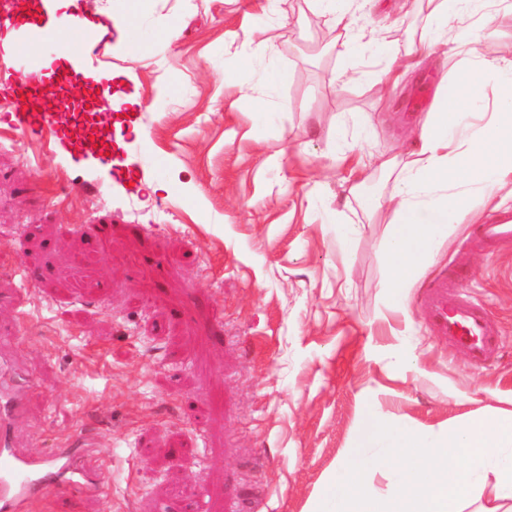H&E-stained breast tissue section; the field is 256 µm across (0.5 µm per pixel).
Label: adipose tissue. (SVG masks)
Instances as JSON below:
<instances>
[{"label": "adipose tissue", "mask_w": 512, "mask_h": 512, "mask_svg": "<svg viewBox=\"0 0 512 512\" xmlns=\"http://www.w3.org/2000/svg\"><path fill=\"white\" fill-rule=\"evenodd\" d=\"M309 2L337 30L342 55L384 49L360 24L367 0ZM502 11L512 13V0H427L421 48L430 56L449 50L461 65L439 86L411 146L379 163L393 181L380 209L390 215L384 264L394 290L412 287L439 242L512 185V46L494 59L475 48ZM488 81L498 89L493 113L482 91ZM472 504L476 512H512V415L491 412L426 432L368 415L310 512H464Z\"/></svg>", "instance_id": "obj_1"}]
</instances>
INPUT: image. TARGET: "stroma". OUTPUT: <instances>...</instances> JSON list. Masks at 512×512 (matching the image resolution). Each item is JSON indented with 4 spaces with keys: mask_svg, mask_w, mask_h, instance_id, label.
I'll return each instance as SVG.
<instances>
[{
    "mask_svg": "<svg viewBox=\"0 0 512 512\" xmlns=\"http://www.w3.org/2000/svg\"><path fill=\"white\" fill-rule=\"evenodd\" d=\"M259 3L150 0L136 51L118 22L97 39L121 104L97 115L111 166L0 111V289L30 315L17 356L37 379L18 445L91 425L108 471L106 494L70 508L49 488L30 512H307L366 409L419 429L512 412V244L464 223L425 273L459 266L486 299L499 356L479 371L426 329L418 288H387L373 217L391 189L379 155L455 59H426L383 110L382 58L340 55L307 0ZM421 24L415 0L365 21L403 53ZM245 50L266 64L247 87L225 79ZM362 132L353 197L335 154Z\"/></svg>",
    "mask_w": 512,
    "mask_h": 512,
    "instance_id": "stroma-1",
    "label": "stroma"
}]
</instances>
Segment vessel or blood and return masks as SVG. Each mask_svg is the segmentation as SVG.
Wrapping results in <instances>:
<instances>
[{"instance_id":"vessel-or-blood-1","label":"vessel or blood","mask_w":512,"mask_h":512,"mask_svg":"<svg viewBox=\"0 0 512 512\" xmlns=\"http://www.w3.org/2000/svg\"><path fill=\"white\" fill-rule=\"evenodd\" d=\"M63 26L60 16L48 10L30 25L18 18H0V58H7L10 67L7 78H0V92L10 97V119L22 133L58 134V122L36 111L33 101L46 84L81 78L73 66L60 65L56 59ZM33 44L41 49L37 62L29 51ZM87 103L93 109L112 107L111 79L95 81ZM481 238L488 244L512 241V207L498 210L484 222ZM470 291L469 284L438 277L422 290L420 306L431 333L483 367L495 357L496 329L483 301ZM15 339V333L0 334V512H29L31 501L48 486L66 499L93 496L106 483L100 464L103 451L94 429L80 428L60 446L39 454L15 443L14 418L25 393L36 383L15 359Z\"/></svg>"}]
</instances>
